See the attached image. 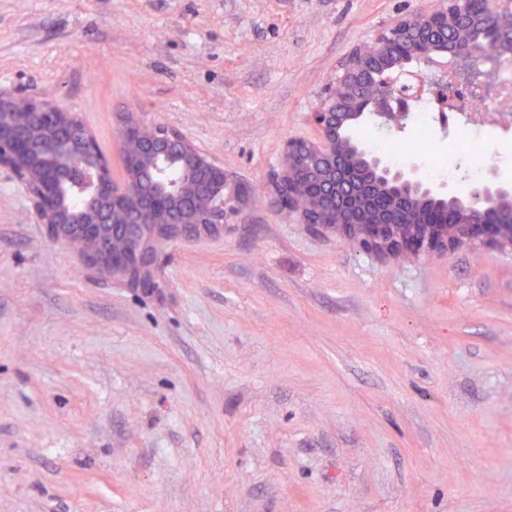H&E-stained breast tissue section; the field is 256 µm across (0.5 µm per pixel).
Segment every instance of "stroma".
Wrapping results in <instances>:
<instances>
[{"label":"stroma","instance_id":"stroma-1","mask_svg":"<svg viewBox=\"0 0 512 512\" xmlns=\"http://www.w3.org/2000/svg\"><path fill=\"white\" fill-rule=\"evenodd\" d=\"M432 0H0V90L127 110L250 199L146 293L0 174V512H512V249L380 259L266 191L347 56ZM436 127L465 191L504 129Z\"/></svg>","mask_w":512,"mask_h":512}]
</instances>
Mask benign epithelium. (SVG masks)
Wrapping results in <instances>:
<instances>
[{
  "mask_svg": "<svg viewBox=\"0 0 512 512\" xmlns=\"http://www.w3.org/2000/svg\"><path fill=\"white\" fill-rule=\"evenodd\" d=\"M437 0L378 34L375 58L353 52L308 123L312 137L284 142L269 189L288 222L342 235L384 258L444 255L481 243L512 247V185L491 169L461 199L429 180L418 160L397 166L358 152L350 129L383 119L426 92L443 103L464 99L463 69L481 46L512 53V0ZM403 48L391 66L382 60ZM123 175L74 112L16 90L0 93V172L22 187L54 242L81 244L83 264L151 292L159 287L158 251L168 242L224 230L245 193L224 167L180 132L127 116L117 129ZM182 179L171 187L169 167Z\"/></svg>",
  "mask_w": 512,
  "mask_h": 512,
  "instance_id": "benign-epithelium-1",
  "label": "benign epithelium"
}]
</instances>
